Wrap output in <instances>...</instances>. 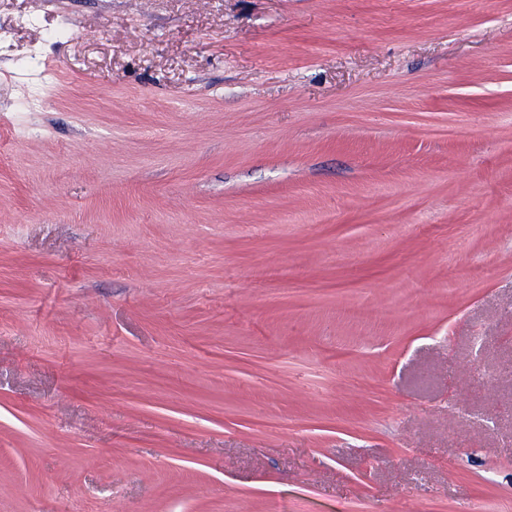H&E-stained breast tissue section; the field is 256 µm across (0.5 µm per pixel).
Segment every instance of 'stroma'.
Returning a JSON list of instances; mask_svg holds the SVG:
<instances>
[{
	"mask_svg": "<svg viewBox=\"0 0 512 512\" xmlns=\"http://www.w3.org/2000/svg\"><path fill=\"white\" fill-rule=\"evenodd\" d=\"M512 0H0V512H512Z\"/></svg>",
	"mask_w": 512,
	"mask_h": 512,
	"instance_id": "35a3bbf8",
	"label": "stroma"
}]
</instances>
